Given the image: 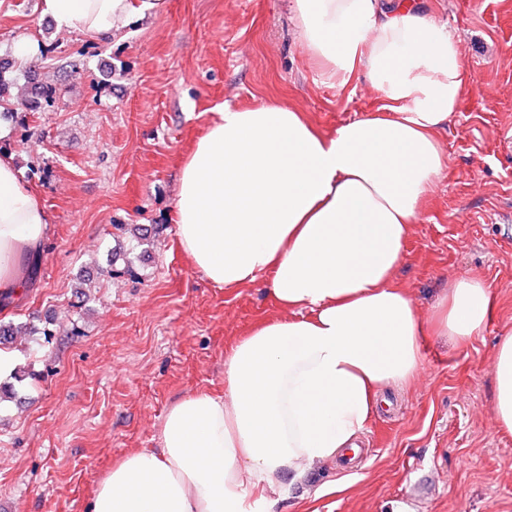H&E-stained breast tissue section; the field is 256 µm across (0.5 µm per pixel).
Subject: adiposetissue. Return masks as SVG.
Instances as JSON below:
<instances>
[{"label": "adipose tissue", "instance_id": "ef3b65f1", "mask_svg": "<svg viewBox=\"0 0 512 512\" xmlns=\"http://www.w3.org/2000/svg\"><path fill=\"white\" fill-rule=\"evenodd\" d=\"M156 0H43L58 28L111 38ZM304 49L331 83L364 75L378 111L331 134L273 102L224 107L184 162L178 241L227 288L264 283L288 315L224 357V391L177 400L158 445L125 456L87 512H273L315 463L352 447L383 390L409 385L426 336L467 345L493 307L484 281H452L428 316L394 280L412 224L446 165L438 133L465 83L457 41L412 0H291ZM50 215L0 157V294L20 295L24 257ZM491 403L512 435V333L498 338Z\"/></svg>", "mask_w": 512, "mask_h": 512}]
</instances>
